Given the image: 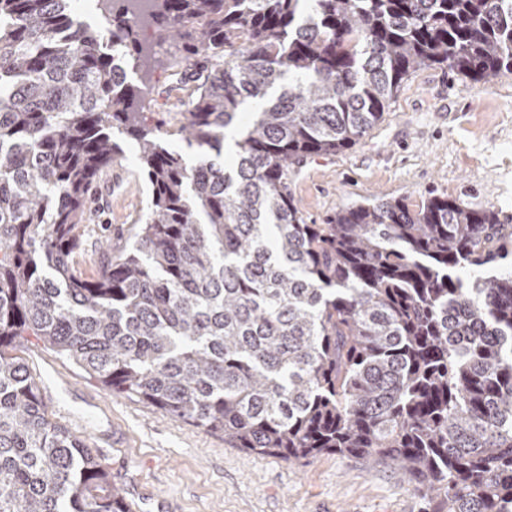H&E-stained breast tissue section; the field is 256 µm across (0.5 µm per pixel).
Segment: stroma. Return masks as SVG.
Segmentation results:
<instances>
[{
	"instance_id": "stroma-1",
	"label": "stroma",
	"mask_w": 512,
	"mask_h": 512,
	"mask_svg": "<svg viewBox=\"0 0 512 512\" xmlns=\"http://www.w3.org/2000/svg\"><path fill=\"white\" fill-rule=\"evenodd\" d=\"M148 67L129 74L147 86L151 121L168 127L188 109L177 84L180 41L156 39ZM104 171L76 261L95 277L106 242H132L149 202L133 143ZM292 191L310 224L326 223L344 204L444 195L512 224V74L474 83L445 67L419 70L391 100L384 121L351 149L309 159ZM50 417L85 438L113 482L137 494L138 512H434L390 462L322 454L299 462L240 448L223 435L112 394L76 365L28 339L20 348Z\"/></svg>"
}]
</instances>
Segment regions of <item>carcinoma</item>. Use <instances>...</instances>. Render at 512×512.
<instances>
[{
  "instance_id": "cac0c4a2",
  "label": "carcinoma",
  "mask_w": 512,
  "mask_h": 512,
  "mask_svg": "<svg viewBox=\"0 0 512 512\" xmlns=\"http://www.w3.org/2000/svg\"><path fill=\"white\" fill-rule=\"evenodd\" d=\"M72 2L0 0V512H129L49 418L13 354L29 337L230 448L387 459L437 512H512V226L440 196L308 224L291 188L410 74L512 73V0H97L94 27ZM154 24L195 83L173 132L128 81ZM126 137L148 210L87 279L89 192Z\"/></svg>"
}]
</instances>
